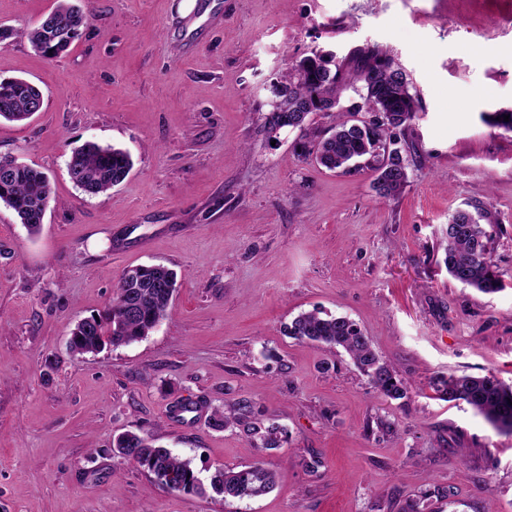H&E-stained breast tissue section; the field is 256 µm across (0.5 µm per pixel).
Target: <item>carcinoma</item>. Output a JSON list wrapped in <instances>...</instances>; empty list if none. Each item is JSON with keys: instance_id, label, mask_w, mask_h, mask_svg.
Listing matches in <instances>:
<instances>
[{"instance_id": "cac0c4a2", "label": "carcinoma", "mask_w": 512, "mask_h": 512, "mask_svg": "<svg viewBox=\"0 0 512 512\" xmlns=\"http://www.w3.org/2000/svg\"><path fill=\"white\" fill-rule=\"evenodd\" d=\"M56 26H37L22 32L34 50L48 58L65 51L87 24L89 15L70 0H58L52 10ZM363 64L352 74L334 58L313 50L296 62L273 84V99L288 105L283 112L274 106L264 116L267 128L306 124L296 143L304 159H312L330 170L350 171L358 162L376 173L374 189L383 198L394 199L408 184V149L401 135L420 111L406 73L387 54L361 50ZM351 90L358 100L341 104ZM39 96L36 86L24 79L0 81V119L27 120V105ZM317 112L336 113V124L325 133L307 126ZM365 112L375 120L354 126L350 116ZM133 168L131 154L114 145L86 142L72 150L68 173L74 185L89 196H98L121 184ZM0 201L10 207L29 232L39 231L51 201L48 176L30 166L17 168L7 181L0 180ZM482 213L461 209L448 224V246L444 259L448 274L481 293L503 289L501 275L491 251L492 234L480 224ZM176 275L163 264L138 266L126 271L112 303L103 313L79 321L70 334L72 350L91 352L107 345H126L148 336L167 316L175 291ZM300 341L343 349L353 364L383 396L407 397L409 384L396 368L383 361L371 340L346 316L302 313L288 328ZM450 401H462L483 416L495 429L512 433V386L493 375H450L435 381ZM265 449L279 447L283 429L274 421L251 428ZM112 455L130 461L161 486L188 495L207 491L226 500L260 497L274 489L275 474L261 465L241 469L219 468L204 486L191 461L156 444L148 434L125 431L112 440Z\"/></svg>"}]
</instances>
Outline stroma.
Wrapping results in <instances>:
<instances>
[{
  "label": "stroma",
  "mask_w": 512,
  "mask_h": 512,
  "mask_svg": "<svg viewBox=\"0 0 512 512\" xmlns=\"http://www.w3.org/2000/svg\"><path fill=\"white\" fill-rule=\"evenodd\" d=\"M57 0H0V80L23 78L42 112L0 121V155L47 173L38 233L0 202V512H512V434L439 396L444 375L512 385V0H75L90 19L50 59L20 31ZM347 70L391 56L421 109L408 185L379 198L367 168L303 159L271 135L272 82L312 49ZM92 141L129 151L127 179L90 197L67 172ZM482 207L502 291L444 263L455 211ZM177 276L142 340L78 355L81 318L123 272ZM321 310L358 323L411 386L381 396L340 349L286 328ZM198 412L172 418L174 407ZM221 410L233 423L213 427ZM277 422L279 448L253 424ZM135 431L201 479L255 463L271 493L224 501L168 490L112 457Z\"/></svg>",
  "instance_id": "35a3bbf8"
}]
</instances>
